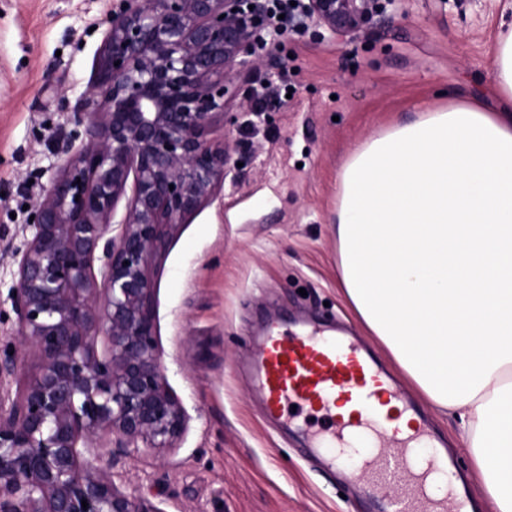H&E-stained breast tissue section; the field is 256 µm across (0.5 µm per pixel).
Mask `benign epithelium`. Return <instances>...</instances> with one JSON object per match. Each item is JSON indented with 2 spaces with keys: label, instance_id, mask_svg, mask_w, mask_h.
I'll return each instance as SVG.
<instances>
[{
  "label": "benign epithelium",
  "instance_id": "benign-epithelium-1",
  "mask_svg": "<svg viewBox=\"0 0 512 512\" xmlns=\"http://www.w3.org/2000/svg\"><path fill=\"white\" fill-rule=\"evenodd\" d=\"M298 2L296 26L352 40L397 0ZM265 27L266 0L112 8L95 81L68 115L85 139L30 208V238L15 251L9 300L38 367L16 394L0 387V512H165L124 492L112 464L117 449L174 447L189 420L164 375L146 266L237 168L231 147L206 135L218 114L237 124L227 98L237 82L276 70L254 54ZM13 351L0 355V383L20 365Z\"/></svg>",
  "mask_w": 512,
  "mask_h": 512
}]
</instances>
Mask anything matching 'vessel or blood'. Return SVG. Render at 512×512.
<instances>
[{
  "label": "vessel or blood",
  "mask_w": 512,
  "mask_h": 512,
  "mask_svg": "<svg viewBox=\"0 0 512 512\" xmlns=\"http://www.w3.org/2000/svg\"><path fill=\"white\" fill-rule=\"evenodd\" d=\"M253 371L268 419L286 418L290 407L324 419L314 431L315 445L348 434L351 443L371 441L373 453L363 458L355 473L367 494L387 491L385 512H463L453 491L432 497L429 487L443 472L448 458L444 448L431 457L414 458L413 449L425 430L415 425L409 433L392 428L393 404L400 396L391 376L351 342L318 332L288 333L270 326ZM348 407L346 416L336 410Z\"/></svg>",
  "instance_id": "vessel-or-blood-1"
}]
</instances>
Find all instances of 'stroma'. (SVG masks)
Listing matches in <instances>:
<instances>
[{"instance_id": "1", "label": "stroma", "mask_w": 512, "mask_h": 512, "mask_svg": "<svg viewBox=\"0 0 512 512\" xmlns=\"http://www.w3.org/2000/svg\"><path fill=\"white\" fill-rule=\"evenodd\" d=\"M114 0H0V338L17 341L8 295L12 248L34 205L72 156L68 112L92 84ZM512 0H400L351 41L315 28L275 46L290 97L209 141L245 163L235 183L177 225L147 264L170 389L190 420L172 448L116 456L128 494L164 512H376L349 480L360 451L321 465L301 427L262 414L245 368L269 324L343 330L384 364L387 350L347 304L338 279L336 179L347 157L395 120L453 101L499 107L497 28ZM424 411L468 477L476 512H494L455 416Z\"/></svg>"}]
</instances>
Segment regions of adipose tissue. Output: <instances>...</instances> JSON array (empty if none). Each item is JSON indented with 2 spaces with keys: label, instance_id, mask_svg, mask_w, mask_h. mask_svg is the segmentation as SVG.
<instances>
[{
  "label": "adipose tissue",
  "instance_id": "1",
  "mask_svg": "<svg viewBox=\"0 0 512 512\" xmlns=\"http://www.w3.org/2000/svg\"><path fill=\"white\" fill-rule=\"evenodd\" d=\"M506 100L421 112L357 147L336 185L347 303L420 394L453 412L498 512H512V21Z\"/></svg>",
  "mask_w": 512,
  "mask_h": 512
}]
</instances>
